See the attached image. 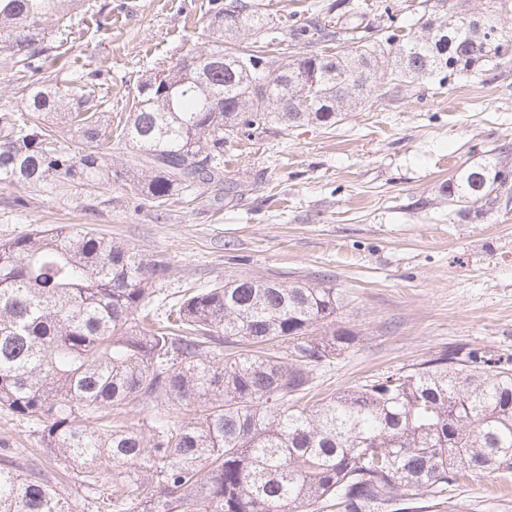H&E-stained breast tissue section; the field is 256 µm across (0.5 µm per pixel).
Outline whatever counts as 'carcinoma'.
I'll use <instances>...</instances> for the list:
<instances>
[{
    "mask_svg": "<svg viewBox=\"0 0 512 512\" xmlns=\"http://www.w3.org/2000/svg\"><path fill=\"white\" fill-rule=\"evenodd\" d=\"M209 2L208 47L143 79L122 126L109 100L56 83L1 103L0 184L115 182L160 207L223 180L224 147L251 130L331 126L381 75L442 86L509 49L493 20L448 0L406 26L388 6L326 0L289 27L260 0H234L231 22L225 0ZM84 5L0 0V47L25 69L39 55L66 72L57 49ZM114 147L129 151L127 167L112 166ZM511 177L501 158L442 193L469 211ZM168 270L86 224L0 242V407L45 423L41 443L73 481L109 482L96 512H418L416 495L512 474V360L443 350L310 406L314 368L351 341L334 328L337 288L230 275L159 318L150 287ZM146 409L137 423L109 421ZM0 512L80 510L0 444Z\"/></svg>",
    "mask_w": 512,
    "mask_h": 512,
    "instance_id": "cac0c4a2",
    "label": "carcinoma"
}]
</instances>
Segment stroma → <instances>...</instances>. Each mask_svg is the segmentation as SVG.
<instances>
[{
	"label": "stroma",
	"instance_id": "stroma-1",
	"mask_svg": "<svg viewBox=\"0 0 512 512\" xmlns=\"http://www.w3.org/2000/svg\"><path fill=\"white\" fill-rule=\"evenodd\" d=\"M91 2L111 12V30L77 13L64 51L73 71L107 89L113 117L127 114L142 79L204 47L208 0ZM448 5L494 17L512 40V0ZM55 80L52 69L21 72L0 55L5 99ZM500 155L512 156L507 58L420 93L368 96L330 127L241 136L224 153L234 189L205 185L160 211L117 183L0 185V241L40 225H91L168 263L154 285L160 309L229 274L331 280L346 302L338 324L355 340L316 367L321 399L448 348L512 357V181L494 187L493 208L477 218L462 217L441 193L466 168ZM40 428L0 409V440L60 477V462L41 450ZM430 512H512V477L461 482Z\"/></svg>",
	"mask_w": 512,
	"mask_h": 512
}]
</instances>
